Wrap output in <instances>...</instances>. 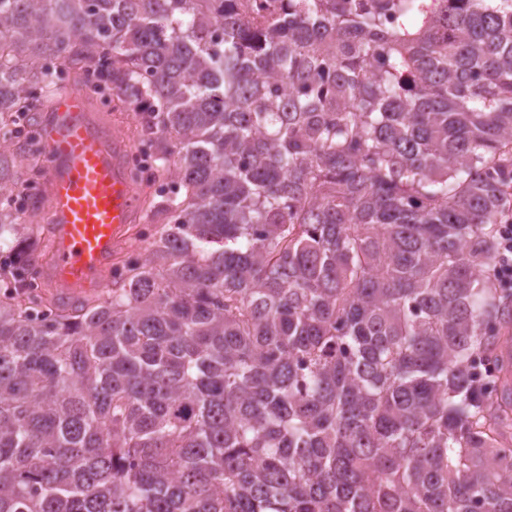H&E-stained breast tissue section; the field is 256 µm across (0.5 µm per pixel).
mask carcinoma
<instances>
[{
  "label": "carcinoma",
  "instance_id": "carcinoma-1",
  "mask_svg": "<svg viewBox=\"0 0 512 512\" xmlns=\"http://www.w3.org/2000/svg\"><path fill=\"white\" fill-rule=\"evenodd\" d=\"M104 65L154 239L47 296L0 152V512H512V0H0V133ZM155 165V157L146 151L145 148L134 150L128 158V170L133 180L145 177ZM499 224L500 250L498 254V282L501 288L512 290V223Z\"/></svg>",
  "mask_w": 512,
  "mask_h": 512
}]
</instances>
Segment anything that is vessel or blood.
<instances>
[{
  "instance_id": "1",
  "label": "vessel or blood",
  "mask_w": 512,
  "mask_h": 512,
  "mask_svg": "<svg viewBox=\"0 0 512 512\" xmlns=\"http://www.w3.org/2000/svg\"><path fill=\"white\" fill-rule=\"evenodd\" d=\"M48 222L47 278L62 298L92 294L107 271L127 225L140 221V194L126 165L124 132L103 134L88 95L58 93L45 125Z\"/></svg>"
}]
</instances>
